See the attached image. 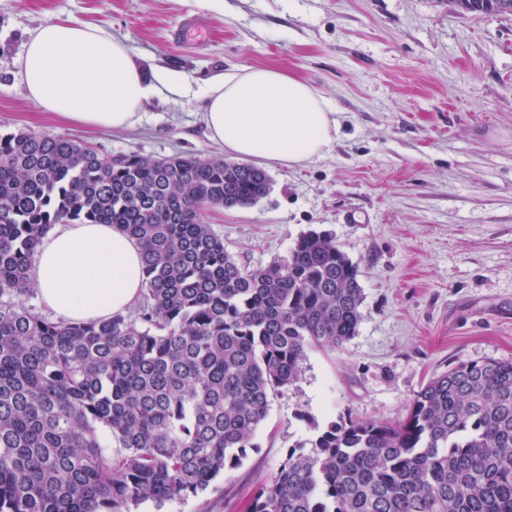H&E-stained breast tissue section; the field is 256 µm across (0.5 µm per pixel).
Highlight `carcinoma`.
<instances>
[{"instance_id":"obj_1","label":"carcinoma","mask_w":512,"mask_h":512,"mask_svg":"<svg viewBox=\"0 0 512 512\" xmlns=\"http://www.w3.org/2000/svg\"><path fill=\"white\" fill-rule=\"evenodd\" d=\"M454 3L512 14V0ZM268 191L248 163L112 156L0 130V512H137L196 497L249 447L306 350L357 334L358 269L330 234L249 269L204 221ZM74 221L140 245L135 313L54 321L26 306L37 244ZM247 512H512V361L457 364L398 423H330L288 452Z\"/></svg>"}]
</instances>
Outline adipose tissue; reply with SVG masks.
<instances>
[{
    "label": "adipose tissue",
    "mask_w": 512,
    "mask_h": 512,
    "mask_svg": "<svg viewBox=\"0 0 512 512\" xmlns=\"http://www.w3.org/2000/svg\"><path fill=\"white\" fill-rule=\"evenodd\" d=\"M25 97L51 116L113 130L134 128L147 101L165 85L149 82L128 41L74 19L29 32L19 58ZM209 136L225 154L261 166L294 167L322 157L337 121L312 85L276 68L221 74L201 89ZM31 280L40 302L70 321L126 313L143 288L141 248L109 224L54 225L37 246Z\"/></svg>",
    "instance_id": "ef3b65f1"
}]
</instances>
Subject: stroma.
<instances>
[{
  "mask_svg": "<svg viewBox=\"0 0 512 512\" xmlns=\"http://www.w3.org/2000/svg\"><path fill=\"white\" fill-rule=\"evenodd\" d=\"M223 2L217 12L202 0H0V125L110 155L219 158L197 90L256 66L307 80L339 123L324 156L270 168L265 197L205 220L251 269L286 258L309 231L329 233L359 270L357 334L308 350L223 480L139 512H246L289 448L329 422H398L431 377L512 361V14L461 13L448 0ZM58 16L129 38L147 74L179 76L189 93L152 98L126 131L42 114L18 59L26 32Z\"/></svg>",
  "mask_w": 512,
  "mask_h": 512,
  "instance_id": "stroma-1",
  "label": "stroma"
}]
</instances>
